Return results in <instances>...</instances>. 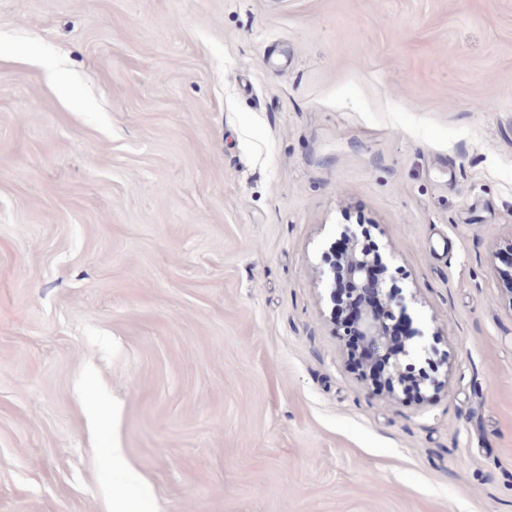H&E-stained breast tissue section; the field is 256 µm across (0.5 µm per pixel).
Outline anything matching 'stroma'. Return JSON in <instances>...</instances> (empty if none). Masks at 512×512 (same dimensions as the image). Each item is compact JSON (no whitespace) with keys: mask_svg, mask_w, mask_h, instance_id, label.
I'll use <instances>...</instances> for the list:
<instances>
[{"mask_svg":"<svg viewBox=\"0 0 512 512\" xmlns=\"http://www.w3.org/2000/svg\"><path fill=\"white\" fill-rule=\"evenodd\" d=\"M511 247L512 0H0V512H512ZM341 237L346 241V249L341 256L340 262L342 272L351 284L353 298L362 294L363 290H368L393 315L411 321V318L406 313V306L403 301L394 303L395 299L384 292L383 277L375 274V270L378 267H383L386 271L388 270L382 255L380 253L369 254L365 252L359 237L356 235L351 236L343 232ZM336 257V265H330L326 262L325 264L328 267L320 270V281L324 284L331 304H333V299L336 295V318L348 321V310L353 304L347 302V299L352 298V292L343 277H340L336 288V268H339L340 265L338 255ZM395 307L398 308V313L395 312ZM330 321L334 325L335 334L346 346L351 336L358 338L360 344L367 349L373 362L380 361L384 363V372L386 377L393 383L394 389L383 391L387 397L399 399V388L404 387L403 376L405 369L409 366L405 364V359L409 357L415 348L413 340L421 337L418 330L412 329L409 336L405 337L403 346L399 352L392 350V325L381 318L379 309L375 305L364 301L360 304L352 318L350 330H343L342 326L336 323L332 318L330 310Z\"/></svg>","mask_w":512,"mask_h":512,"instance_id":"stroma-1","label":"stroma"}]
</instances>
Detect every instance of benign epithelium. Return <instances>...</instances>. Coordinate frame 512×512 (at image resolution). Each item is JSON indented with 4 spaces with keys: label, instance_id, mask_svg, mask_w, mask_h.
<instances>
[{
    "label": "benign epithelium",
    "instance_id": "7a95c632",
    "mask_svg": "<svg viewBox=\"0 0 512 512\" xmlns=\"http://www.w3.org/2000/svg\"><path fill=\"white\" fill-rule=\"evenodd\" d=\"M341 237L346 241V249L341 256L342 272L351 284L353 296L356 297L367 290L378 299L380 305L396 313L397 317H408L404 303L395 302L394 298L385 293L383 277L375 274L377 268L386 267L382 255L365 252L359 237L355 235L343 232ZM320 278L329 299H334L336 266L330 265L321 269ZM334 329L338 339L344 343L348 342L351 336H356L360 344L367 349L372 361L384 363L385 375L394 385V389L385 392V395L392 399L400 398V388L404 387L403 376L407 368L405 359L413 353L414 339L420 336V332L412 330L411 334L405 337L400 351L392 350V325L381 318L377 306L366 301L357 307L350 329L345 331L338 324L334 325Z\"/></svg>",
    "mask_w": 512,
    "mask_h": 512
}]
</instances>
